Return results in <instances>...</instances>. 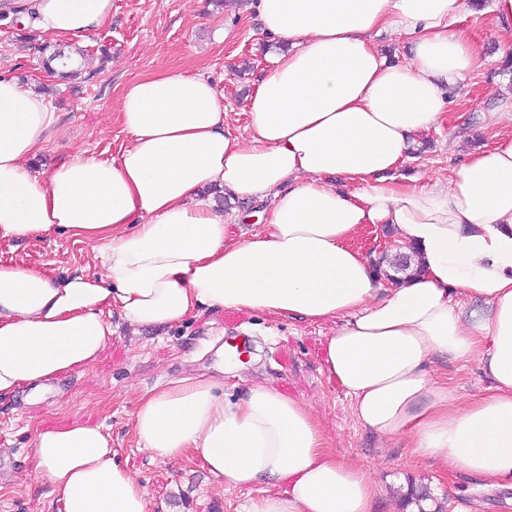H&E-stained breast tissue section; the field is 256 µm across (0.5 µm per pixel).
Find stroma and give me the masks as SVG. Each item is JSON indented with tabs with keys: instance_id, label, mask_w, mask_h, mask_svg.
Here are the masks:
<instances>
[{
	"instance_id": "stroma-1",
	"label": "stroma",
	"mask_w": 512,
	"mask_h": 512,
	"mask_svg": "<svg viewBox=\"0 0 512 512\" xmlns=\"http://www.w3.org/2000/svg\"><path fill=\"white\" fill-rule=\"evenodd\" d=\"M255 0H112V17L83 39L76 78L50 73L45 61L55 51L71 52L63 41L42 38L30 18L0 16V74L36 90H48L59 121L36 161L48 170L71 151L101 159L116 157L130 139L112 117L129 80L162 69L210 79L230 117L233 134L250 132L248 97L262 70L282 45L262 29ZM460 31L485 50V64L457 87L458 98L437 129L426 133L424 152L408 154L400 175L420 184H445L451 167L464 160L453 141L479 128L498 99L512 92L503 73L499 44L507 37L492 13L463 14ZM267 202L234 198L224 208L230 235L260 230ZM0 264L45 269L59 275L101 273L96 243L65 232L0 241ZM106 349L92 366L59 376L42 399L28 391L0 400V512H61L39 479L32 459L38 432L81 423L102 428L112 448L145 489L150 512H242L257 488L224 489L199 458H151L133 435L139 396L187 377H216L225 394L264 384L307 402L345 457L376 468L381 493L378 512H416V494L431 493L437 512H512V489L497 481L445 475L413 456L399 438L359 427L345 391L323 365V342L337 321L289 320L272 314L201 308L175 326L132 333L120 316ZM438 376L456 394L470 398L487 382L477 363L440 360Z\"/></svg>"
}]
</instances>
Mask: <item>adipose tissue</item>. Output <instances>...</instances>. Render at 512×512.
I'll use <instances>...</instances> for the list:
<instances>
[{"mask_svg":"<svg viewBox=\"0 0 512 512\" xmlns=\"http://www.w3.org/2000/svg\"><path fill=\"white\" fill-rule=\"evenodd\" d=\"M464 0H257L285 41L249 98L251 132L231 133L212 82L159 70L123 89L116 158L78 151L34 168L58 117L0 75V240L63 230L97 242L103 271L58 277L0 264V398L95 363L111 310L132 330L202 307L338 321L323 349L366 431L403 438L443 473L512 479V131L469 151L445 185L396 178L416 134L437 128L448 90L480 68L457 23ZM51 39H81L112 0H34ZM408 41L390 60L377 42ZM270 198L264 227L231 237L206 188ZM389 225L417 272L384 287L350 242ZM476 301L463 312L454 293ZM476 362L489 385L461 399L435 358ZM187 377L142 396L134 433L154 458L194 453L227 489L271 482L244 512H375L372 466L344 459L312 409L256 385L228 399ZM38 475L62 512H148L112 437L68 425L39 432Z\"/></svg>","mask_w":512,"mask_h":512,"instance_id":"ef3b65f1","label":"adipose tissue"}]
</instances>
